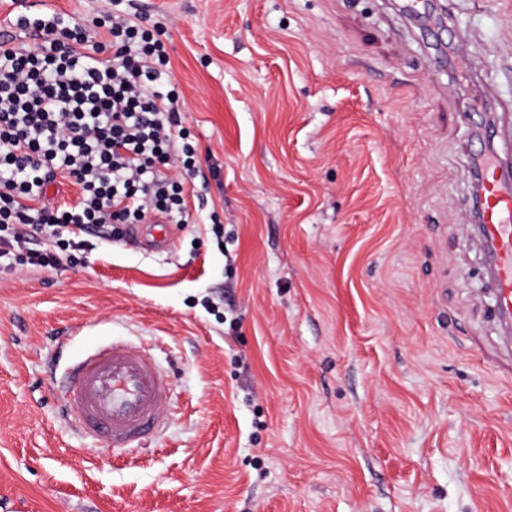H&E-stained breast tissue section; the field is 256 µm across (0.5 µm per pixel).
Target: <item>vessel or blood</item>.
Listing matches in <instances>:
<instances>
[{"label":"vessel or blood","instance_id":"vessel-or-blood-1","mask_svg":"<svg viewBox=\"0 0 512 512\" xmlns=\"http://www.w3.org/2000/svg\"><path fill=\"white\" fill-rule=\"evenodd\" d=\"M477 234L486 254L493 320L512 334V178L481 163ZM68 421L113 451H131L164 426L171 393L168 376L149 350L125 343L92 348L70 369L59 388Z\"/></svg>","mask_w":512,"mask_h":512}]
</instances>
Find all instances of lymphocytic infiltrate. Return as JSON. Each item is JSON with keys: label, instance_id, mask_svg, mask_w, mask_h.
<instances>
[{"label": "lymphocytic infiltrate", "instance_id": "lymphocytic-infiltrate-1", "mask_svg": "<svg viewBox=\"0 0 512 512\" xmlns=\"http://www.w3.org/2000/svg\"><path fill=\"white\" fill-rule=\"evenodd\" d=\"M113 13L90 20L17 15L36 45L0 39V259L57 268L123 224L190 217L185 186L202 173L181 121L164 26ZM76 205L46 197L58 174Z\"/></svg>", "mask_w": 512, "mask_h": 512}]
</instances>
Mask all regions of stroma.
<instances>
[{"label": "stroma", "mask_w": 512, "mask_h": 512, "mask_svg": "<svg viewBox=\"0 0 512 512\" xmlns=\"http://www.w3.org/2000/svg\"><path fill=\"white\" fill-rule=\"evenodd\" d=\"M398 2L127 0L167 28L206 183L165 251L0 265V512H512V378L465 219L482 113L512 152V11L441 0L468 61L436 68ZM111 8L0 0V32ZM111 340L173 382L133 460L54 389Z\"/></svg>", "instance_id": "obj_1"}]
</instances>
